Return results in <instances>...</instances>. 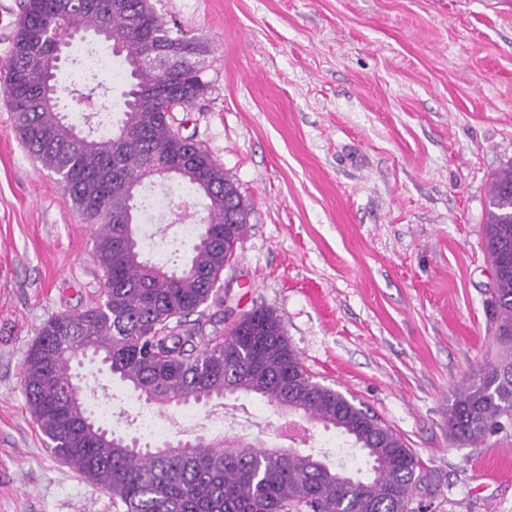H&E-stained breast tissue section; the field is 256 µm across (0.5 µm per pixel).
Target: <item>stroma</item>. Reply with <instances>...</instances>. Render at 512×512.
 I'll return each mask as SVG.
<instances>
[{
  "label": "stroma",
  "mask_w": 512,
  "mask_h": 512,
  "mask_svg": "<svg viewBox=\"0 0 512 512\" xmlns=\"http://www.w3.org/2000/svg\"><path fill=\"white\" fill-rule=\"evenodd\" d=\"M202 42L209 90L174 115L251 209L237 259L204 305L228 335L272 309L313 378L400 435L430 474L426 512H512V472L485 479L512 428L472 446L449 437L448 402L497 352L484 249L493 173L512 164V0H156ZM164 213L166 250L188 259L207 201ZM92 225L22 144L0 93V512H119L62 463L30 414L28 347L51 317L102 296ZM116 431L143 402L97 359ZM289 448L288 417L235 394L166 410L174 438Z\"/></svg>",
  "instance_id": "1"
}]
</instances>
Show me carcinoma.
Masks as SVG:
<instances>
[{"label": "carcinoma", "mask_w": 512, "mask_h": 512, "mask_svg": "<svg viewBox=\"0 0 512 512\" xmlns=\"http://www.w3.org/2000/svg\"><path fill=\"white\" fill-rule=\"evenodd\" d=\"M20 7L0 88L22 142L95 225L93 254L104 277L103 299L47 320L44 341L33 342L24 358L26 405L54 455L105 489L123 512H413L422 461L377 416L311 378L273 310L254 307L215 339L203 336L200 320L188 321L219 293L250 218L208 150L174 128L173 113L190 111L208 92L206 47L170 25L153 0H22ZM104 23V45L124 55L127 89L119 107L84 117V134L60 110L58 84L49 83L59 67L55 43ZM188 152L191 164L172 179L204 196L208 213L190 258L175 268L144 253L134 219L143 207L139 188ZM485 249L495 270L498 355L448 404V436L470 445L512 427V164L492 177ZM89 354L159 410L256 395L353 441L368 474L243 437L143 448L108 432L73 397V364Z\"/></svg>", "instance_id": "1"}]
</instances>
